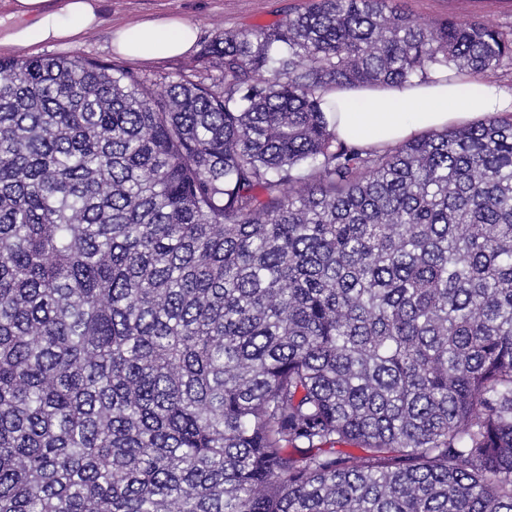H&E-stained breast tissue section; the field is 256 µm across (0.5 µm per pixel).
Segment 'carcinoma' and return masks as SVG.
Here are the masks:
<instances>
[{"mask_svg":"<svg viewBox=\"0 0 512 512\" xmlns=\"http://www.w3.org/2000/svg\"><path fill=\"white\" fill-rule=\"evenodd\" d=\"M199 61L0 59V512H512V116L363 148L326 98L512 25L307 0Z\"/></svg>","mask_w":512,"mask_h":512,"instance_id":"carcinoma-1","label":"carcinoma"}]
</instances>
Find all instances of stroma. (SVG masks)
Returning a JSON list of instances; mask_svg holds the SVG:
<instances>
[{
	"instance_id": "35a3bbf8",
	"label": "stroma",
	"mask_w": 512,
	"mask_h": 512,
	"mask_svg": "<svg viewBox=\"0 0 512 512\" xmlns=\"http://www.w3.org/2000/svg\"><path fill=\"white\" fill-rule=\"evenodd\" d=\"M304 0H104L101 25L72 48H52L60 57H80L117 65L154 81L190 72L199 48L227 30L273 27L298 11ZM407 8L424 21L454 16L467 21L485 16L512 23V0H406ZM180 16L199 31L198 48L189 54L153 63H132L110 49L112 27L133 24L144 18Z\"/></svg>"
}]
</instances>
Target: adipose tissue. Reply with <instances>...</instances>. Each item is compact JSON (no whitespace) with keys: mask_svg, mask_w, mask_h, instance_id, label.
<instances>
[{"mask_svg":"<svg viewBox=\"0 0 512 512\" xmlns=\"http://www.w3.org/2000/svg\"><path fill=\"white\" fill-rule=\"evenodd\" d=\"M103 0H13L0 16V48L72 47L102 22ZM197 29L179 16L145 20L112 29L110 45L134 63L189 53ZM339 139L363 146L396 145L424 130H443L512 113V88L467 74L438 71L423 81L382 87L332 88Z\"/></svg>","mask_w":512,"mask_h":512,"instance_id":"1","label":"adipose tissue"}]
</instances>
